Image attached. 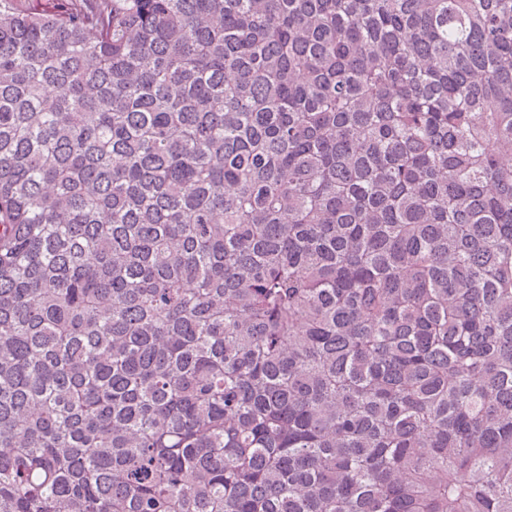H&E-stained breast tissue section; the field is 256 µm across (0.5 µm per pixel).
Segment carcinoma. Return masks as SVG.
I'll list each match as a JSON object with an SVG mask.
<instances>
[{"label": "carcinoma", "mask_w": 512, "mask_h": 512, "mask_svg": "<svg viewBox=\"0 0 512 512\" xmlns=\"http://www.w3.org/2000/svg\"><path fill=\"white\" fill-rule=\"evenodd\" d=\"M0 512H512V0H0Z\"/></svg>", "instance_id": "1"}]
</instances>
